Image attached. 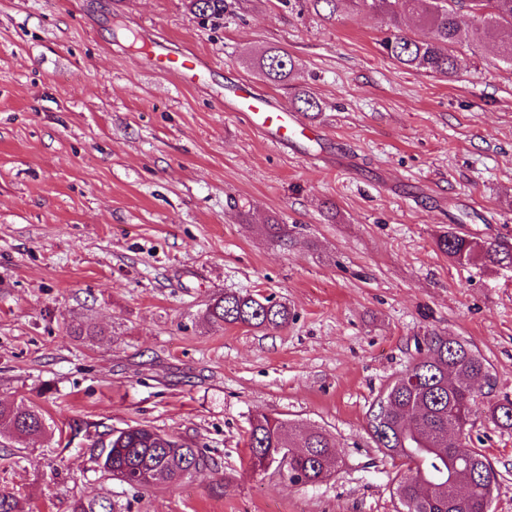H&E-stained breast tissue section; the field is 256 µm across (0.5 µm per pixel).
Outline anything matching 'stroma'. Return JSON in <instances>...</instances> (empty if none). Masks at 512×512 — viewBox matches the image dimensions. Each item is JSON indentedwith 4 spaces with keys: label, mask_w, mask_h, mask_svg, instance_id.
<instances>
[{
    "label": "stroma",
    "mask_w": 512,
    "mask_h": 512,
    "mask_svg": "<svg viewBox=\"0 0 512 512\" xmlns=\"http://www.w3.org/2000/svg\"><path fill=\"white\" fill-rule=\"evenodd\" d=\"M219 26L188 0H0V401L32 402L47 435L0 445V491L26 512L110 495L121 512H398L401 459L368 434L379 391L431 329L485 358L488 402L512 399V267L449 262L456 227L512 248V67L460 48L455 80L380 46L387 17L338 0H230ZM218 62L212 88L147 70L129 40ZM295 61L288 86L255 59ZM290 103L316 137L275 148L225 111L224 83ZM286 226L271 237L270 223ZM226 292L272 297L281 330L213 327ZM98 330L96 340L71 333ZM327 430L339 464L315 485L247 465L255 412ZM151 426L210 465L132 493L94 458ZM512 512V430H466Z\"/></svg>",
    "instance_id": "stroma-1"
}]
</instances>
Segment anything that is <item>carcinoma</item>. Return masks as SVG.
<instances>
[{
	"mask_svg": "<svg viewBox=\"0 0 512 512\" xmlns=\"http://www.w3.org/2000/svg\"><path fill=\"white\" fill-rule=\"evenodd\" d=\"M400 3V9L393 8ZM485 15L472 29L462 32L458 18L462 0H359L366 10L389 15L394 33L382 41L384 53L404 68L424 70L453 80L458 70L457 49L479 47L499 27H512V0H480ZM190 9L202 20L224 18L227 0H189ZM410 15L426 27L431 38L417 40L402 33L400 19ZM259 68L272 82L288 80L294 69L287 51L271 47L259 58ZM291 101L303 112L320 110L319 101L306 90L295 91ZM448 260L463 265L478 255L496 265L512 264V250L482 244L450 226L436 239ZM206 317L214 326L243 325L254 329L288 326V308L269 298L226 292L207 306ZM418 356L408 368L380 392L373 408L383 420L382 432H370L378 450L401 458L406 472L397 476L394 495L402 512H486L497 478L482 451L462 442L467 425L481 408L472 385L482 380L493 387V377L483 357L459 337L436 330L417 343ZM492 419L512 429V400L487 406ZM0 428L8 435L36 437L46 433L43 410L35 404L0 402ZM163 434L145 425L114 430L96 458L100 469L135 491L176 483L186 472L208 465L195 446L172 441L165 447ZM304 448L306 453L283 465L284 448ZM249 468L274 469L293 484H317L336 472V442L323 430L312 429L296 437L290 422L257 413L250 423ZM0 512H24L22 500L0 492ZM72 512H118L112 499L101 496L73 501Z\"/></svg>",
	"mask_w": 512,
	"mask_h": 512,
	"instance_id": "1",
	"label": "carcinoma"
}]
</instances>
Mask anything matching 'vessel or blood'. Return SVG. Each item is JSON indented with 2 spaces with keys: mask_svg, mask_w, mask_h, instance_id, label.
Here are the masks:
<instances>
[{
  "mask_svg": "<svg viewBox=\"0 0 512 512\" xmlns=\"http://www.w3.org/2000/svg\"><path fill=\"white\" fill-rule=\"evenodd\" d=\"M146 62L156 72L190 84L206 83L213 69L212 62L193 51L174 55L162 44L147 56ZM224 101L273 145L294 144L307 139L310 134L309 127L299 123L283 105L273 103L240 84L225 87Z\"/></svg>",
  "mask_w": 512,
  "mask_h": 512,
  "instance_id": "vessel-or-blood-1",
  "label": "vessel or blood"
}]
</instances>
